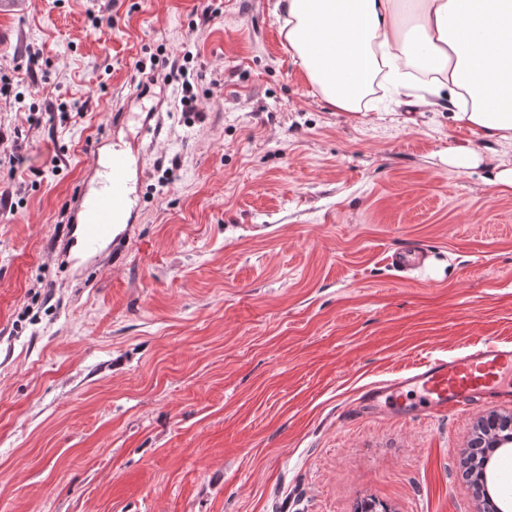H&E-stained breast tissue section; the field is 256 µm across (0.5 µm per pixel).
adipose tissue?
I'll use <instances>...</instances> for the list:
<instances>
[{
    "mask_svg": "<svg viewBox=\"0 0 512 512\" xmlns=\"http://www.w3.org/2000/svg\"><path fill=\"white\" fill-rule=\"evenodd\" d=\"M283 35L327 103L357 112L374 87L401 94L429 73L422 105L512 146V0H278Z\"/></svg>",
    "mask_w": 512,
    "mask_h": 512,
    "instance_id": "1",
    "label": "adipose tissue"
}]
</instances>
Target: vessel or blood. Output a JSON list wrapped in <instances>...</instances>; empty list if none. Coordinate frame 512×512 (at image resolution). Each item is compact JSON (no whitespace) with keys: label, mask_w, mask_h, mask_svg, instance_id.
Wrapping results in <instances>:
<instances>
[{"label":"vessel or blood","mask_w":512,"mask_h":512,"mask_svg":"<svg viewBox=\"0 0 512 512\" xmlns=\"http://www.w3.org/2000/svg\"><path fill=\"white\" fill-rule=\"evenodd\" d=\"M99 176L83 186L77 199L75 224L69 246L81 254H98L113 249L125 239L136 207L129 191L134 167L121 148L96 153ZM512 384V345L489 344L451 357L426 359L406 376L379 382L366 390L361 407L375 409L382 401H393L407 389L418 398V412L437 414L461 410L476 401H492Z\"/></svg>","instance_id":"vessel-or-blood-1"}]
</instances>
